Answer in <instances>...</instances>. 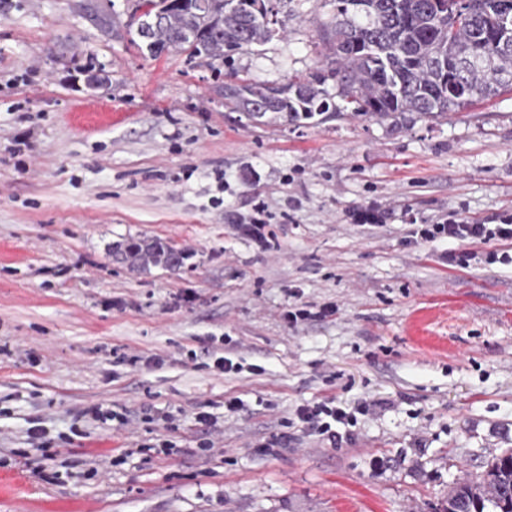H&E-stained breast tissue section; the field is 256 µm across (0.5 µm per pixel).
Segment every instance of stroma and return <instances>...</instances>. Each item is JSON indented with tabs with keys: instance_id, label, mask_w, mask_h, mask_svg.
<instances>
[{
	"instance_id": "obj_1",
	"label": "stroma",
	"mask_w": 512,
	"mask_h": 512,
	"mask_svg": "<svg viewBox=\"0 0 512 512\" xmlns=\"http://www.w3.org/2000/svg\"><path fill=\"white\" fill-rule=\"evenodd\" d=\"M273 7L271 41L212 61L142 50L140 0H0V512H439L512 449V265L403 243L412 216L512 210V92L398 122L235 111L233 82L337 100L332 0ZM369 203L387 223H350ZM154 237L181 270L110 255ZM305 304L335 312L288 323ZM332 398L374 405L336 446L293 423Z\"/></svg>"
}]
</instances>
